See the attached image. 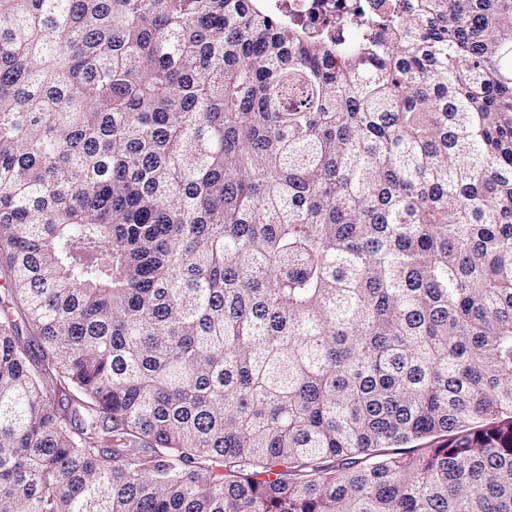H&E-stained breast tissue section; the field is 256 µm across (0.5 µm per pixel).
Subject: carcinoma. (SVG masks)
Instances as JSON below:
<instances>
[{
    "mask_svg": "<svg viewBox=\"0 0 512 512\" xmlns=\"http://www.w3.org/2000/svg\"><path fill=\"white\" fill-rule=\"evenodd\" d=\"M0 0V512H512V0ZM376 0H266V8L287 18L293 25L309 33L321 31L331 24L336 31V17L345 16L354 4L370 7Z\"/></svg>",
    "mask_w": 512,
    "mask_h": 512,
    "instance_id": "carcinoma-1",
    "label": "carcinoma"
}]
</instances>
